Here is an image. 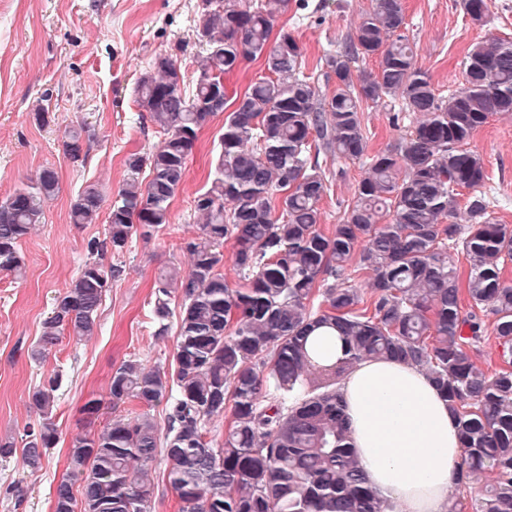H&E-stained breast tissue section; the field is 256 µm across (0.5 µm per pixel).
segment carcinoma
<instances>
[{"mask_svg": "<svg viewBox=\"0 0 512 512\" xmlns=\"http://www.w3.org/2000/svg\"><path fill=\"white\" fill-rule=\"evenodd\" d=\"M290 3L203 0L192 92L182 90L180 69L165 54L135 83L140 111L164 139L125 159L127 177L107 216L117 254L169 224L198 133L225 112L211 105L219 91L231 111L208 186L193 200L199 235L183 246L191 268L163 270L153 285L157 333H168L176 318L170 367L126 359L112 369L108 403L138 412L72 439L54 512H151L160 459L180 512H385L388 500L367 482L350 446L340 394L345 375L366 359L428 372L459 422L464 454L455 489L475 490L471 512H512V284L503 276L512 228L489 218L479 191L483 160L465 148L489 117L512 114V39L489 33L473 44L462 60L464 82L442 97L418 66L405 0H371L354 33L323 56L335 80L325 97L305 73L302 44L285 28L274 31ZM463 6L472 22H484L487 0ZM374 56L377 71L354 67ZM256 60L265 75L242 92L227 88L224 77ZM385 98L401 101L417 121L372 153L362 112ZM64 151L74 163L84 160L81 130L68 133ZM322 155L363 169L344 221L329 232L320 208L330 190ZM464 189L474 194L470 223L461 225ZM57 191L56 172L44 169L0 202L1 273L24 275L20 244ZM104 203L98 185L85 186L70 223H98ZM227 241L237 284L222 271ZM364 273L371 274L365 289ZM123 274L117 263H85L54 298L30 359L43 362L65 333L77 344L95 335L103 297ZM317 328L340 333L344 360L312 361L306 341ZM488 336L504 363L494 372L476 361ZM61 383L54 372L28 393L38 420L26 426L22 452L34 469L58 439ZM216 418L227 419L218 448L207 439Z\"/></svg>", "mask_w": 512, "mask_h": 512, "instance_id": "cac0c4a2", "label": "carcinoma"}]
</instances>
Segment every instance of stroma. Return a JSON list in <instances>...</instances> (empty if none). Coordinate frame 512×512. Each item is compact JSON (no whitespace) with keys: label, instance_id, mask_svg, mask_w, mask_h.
Segmentation results:
<instances>
[{"label":"stroma","instance_id":"35a3bbf8","mask_svg":"<svg viewBox=\"0 0 512 512\" xmlns=\"http://www.w3.org/2000/svg\"><path fill=\"white\" fill-rule=\"evenodd\" d=\"M484 23H473L463 0H406L408 34L417 43L418 64L428 71L439 95L463 82L460 61L466 50L486 34L512 38V0H487ZM370 0H292L277 26L287 27L307 49V65L315 84L331 94L315 65L335 48L338 38L352 34ZM201 0H0V201L42 169L55 170L59 192L51 200L35 234L23 240L26 271L22 278L0 274V440L16 451L0 459V512H53L52 492L67 467L69 442L77 433L96 432L101 423L129 417V406L106 410L98 422L87 423L80 408L107 393L115 364L136 358L145 365L167 366L177 344L175 332L160 336L151 315L154 281L162 268L189 271L182 248L196 237L193 199L206 188L223 115H216L200 135L187 161L189 175L170 207L167 226L150 241L133 239L106 262L124 265L123 278L113 283L100 310L96 335L74 343L65 339L42 363L27 356L40 335L41 323L54 297L76 277L91 254L89 241H103L106 221L70 223L73 199L89 184L117 191L126 177L129 153L155 151L163 135L140 119L132 88L155 55L176 59L185 90H192L195 59L200 50L195 27ZM51 120L39 125L37 108ZM402 113L399 127L389 117ZM412 113L392 100L368 104L363 124L372 148H380L410 130ZM83 126L89 142L85 161L72 162L63 143L70 127ZM485 165L484 191L493 199L489 215L512 225V115L490 117L469 142ZM332 177L321 202L324 228L344 218L342 204L354 196L359 165L324 159ZM59 371L63 383L54 410L59 441L41 469L30 468L21 448L25 427L33 422L28 391L45 375ZM22 482V502L8 497V484Z\"/></svg>","mask_w":512,"mask_h":512}]
</instances>
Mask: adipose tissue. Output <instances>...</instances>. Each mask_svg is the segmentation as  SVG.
Segmentation results:
<instances>
[{"instance_id": "adipose-tissue-1", "label": "adipose tissue", "mask_w": 512, "mask_h": 512, "mask_svg": "<svg viewBox=\"0 0 512 512\" xmlns=\"http://www.w3.org/2000/svg\"><path fill=\"white\" fill-rule=\"evenodd\" d=\"M341 391L368 482L396 512H446L463 448L458 420L428 376L394 360L365 361Z\"/></svg>"}]
</instances>
